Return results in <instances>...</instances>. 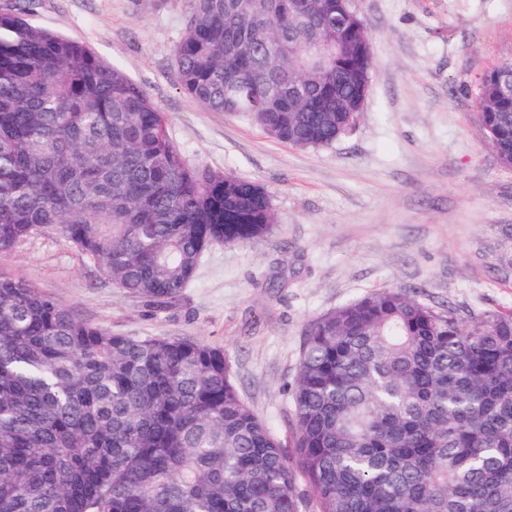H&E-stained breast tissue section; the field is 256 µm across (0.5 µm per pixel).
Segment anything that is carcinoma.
Here are the masks:
<instances>
[{"label": "carcinoma", "mask_w": 512, "mask_h": 512, "mask_svg": "<svg viewBox=\"0 0 512 512\" xmlns=\"http://www.w3.org/2000/svg\"><path fill=\"white\" fill-rule=\"evenodd\" d=\"M181 90L326 147L373 57L349 0H189ZM512 61L480 119L512 169ZM51 228L125 292L176 303L205 248L274 228L258 183L189 165L162 112L84 42L0 13V251ZM282 444L224 350L113 334L0 271V512H512V311L465 321L374 290L305 332Z\"/></svg>", "instance_id": "carcinoma-1"}]
</instances>
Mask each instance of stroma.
<instances>
[{
	"label": "stroma",
	"instance_id": "stroma-1",
	"mask_svg": "<svg viewBox=\"0 0 512 512\" xmlns=\"http://www.w3.org/2000/svg\"><path fill=\"white\" fill-rule=\"evenodd\" d=\"M374 64L355 127L328 147L278 143L178 86L174 48L188 0H0L87 42L166 114L190 165L262 184L276 226L202 254L176 304L117 288L57 231L0 252V269L84 320L139 338L223 348L244 400L278 438L293 432L292 388L316 318L376 289L452 307L512 311V170L480 123L484 74L512 59V0H356Z\"/></svg>",
	"mask_w": 512,
	"mask_h": 512
}]
</instances>
